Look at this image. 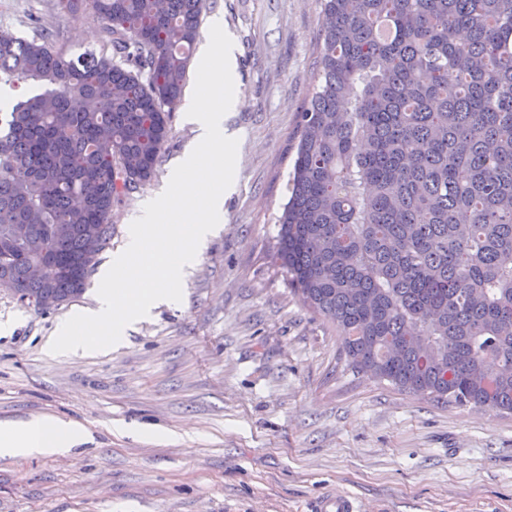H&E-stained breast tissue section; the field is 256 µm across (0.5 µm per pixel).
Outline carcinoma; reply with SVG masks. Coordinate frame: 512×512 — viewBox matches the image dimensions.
I'll return each instance as SVG.
<instances>
[{
  "mask_svg": "<svg viewBox=\"0 0 512 512\" xmlns=\"http://www.w3.org/2000/svg\"><path fill=\"white\" fill-rule=\"evenodd\" d=\"M111 52L0 29V277L55 308L157 170L202 0H59ZM273 263L356 372L512 413V0H323ZM49 272L35 280L29 266ZM43 91L40 83L37 82H26L14 85H0V105L5 111L11 108L12 105L16 104L20 100H26L27 98L39 94ZM5 100H9L8 106H3L2 103Z\"/></svg>",
  "mask_w": 512,
  "mask_h": 512,
  "instance_id": "cac0c4a2",
  "label": "carcinoma"
}]
</instances>
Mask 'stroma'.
<instances>
[{
  "label": "stroma",
  "instance_id": "obj_1",
  "mask_svg": "<svg viewBox=\"0 0 512 512\" xmlns=\"http://www.w3.org/2000/svg\"><path fill=\"white\" fill-rule=\"evenodd\" d=\"M224 18L240 109L224 222L184 276L181 304L135 322L118 348L51 358L45 341L80 298L55 309L0 292V423L52 415L91 440L64 457L0 456V512H312L337 493L362 512H512V414L402 392L354 372L336 327L305 307L271 255L316 79L321 0H204L201 33ZM0 26L59 30L68 52L100 50L103 23L65 24L57 0H0ZM177 110L151 181L112 212L107 266L127 224L193 149ZM171 432L157 443L116 425Z\"/></svg>",
  "mask_w": 512,
  "mask_h": 512
}]
</instances>
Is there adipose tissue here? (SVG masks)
<instances>
[{
	"label": "adipose tissue",
	"mask_w": 512,
	"mask_h": 512,
	"mask_svg": "<svg viewBox=\"0 0 512 512\" xmlns=\"http://www.w3.org/2000/svg\"><path fill=\"white\" fill-rule=\"evenodd\" d=\"M87 429L58 417L36 418L18 425L0 424V456L59 457L86 442Z\"/></svg>",
	"instance_id": "obj_1"
}]
</instances>
